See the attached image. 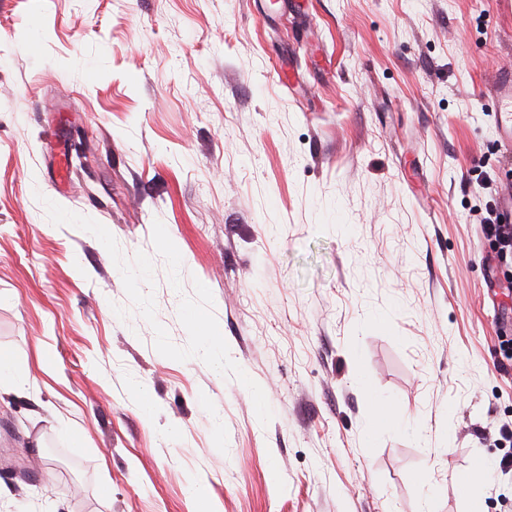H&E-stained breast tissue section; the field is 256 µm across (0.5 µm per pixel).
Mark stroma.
Here are the masks:
<instances>
[{
  "mask_svg": "<svg viewBox=\"0 0 512 512\" xmlns=\"http://www.w3.org/2000/svg\"><path fill=\"white\" fill-rule=\"evenodd\" d=\"M509 69L512 0H0V512H512ZM495 112L500 113L503 136L501 145L512 149V72L499 74L492 88ZM501 182L502 179L499 177L493 179L490 175H486L478 183V206L479 212L482 214L479 223L482 224L483 232L490 241L491 260L495 263L496 273L503 274L504 281L499 277V282L512 288V224L504 223L496 203ZM503 268H508L510 274H507Z\"/></svg>",
  "mask_w": 512,
  "mask_h": 512,
  "instance_id": "35a3bbf8",
  "label": "stroma"
}]
</instances>
